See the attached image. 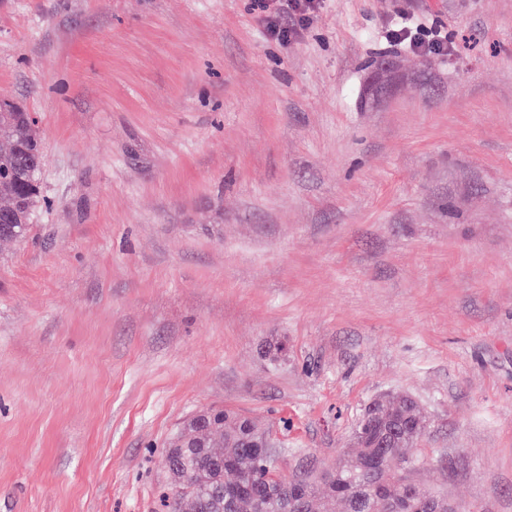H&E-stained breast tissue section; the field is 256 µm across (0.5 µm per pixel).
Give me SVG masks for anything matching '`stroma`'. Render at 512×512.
Listing matches in <instances>:
<instances>
[{"mask_svg":"<svg viewBox=\"0 0 512 512\" xmlns=\"http://www.w3.org/2000/svg\"><path fill=\"white\" fill-rule=\"evenodd\" d=\"M1 101L45 162L0 249V512H162L209 408L319 475L383 394L426 417L413 484L512 512V0H324L290 46L253 0H0ZM404 22L387 32V39L395 44H404L417 54H442L448 51L440 32H428L426 27L415 25L406 14Z\"/></svg>","mask_w":512,"mask_h":512,"instance_id":"1","label":"stroma"}]
</instances>
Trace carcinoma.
Returning a JSON list of instances; mask_svg holds the SVG:
<instances>
[{
	"label": "carcinoma",
	"instance_id": "1",
	"mask_svg": "<svg viewBox=\"0 0 512 512\" xmlns=\"http://www.w3.org/2000/svg\"><path fill=\"white\" fill-rule=\"evenodd\" d=\"M42 142L22 107L0 106V241L14 242L29 230L38 202ZM425 417L410 396L384 395L374 400L361 448L336 461L331 479L310 482L305 510L314 503L329 512L339 498L347 512H448V499L419 490L397 475L412 463ZM260 430L247 418L202 410L182 422L164 449L175 479L169 512H290L286 480L276 458L255 448Z\"/></svg>",
	"mask_w": 512,
	"mask_h": 512
}]
</instances>
